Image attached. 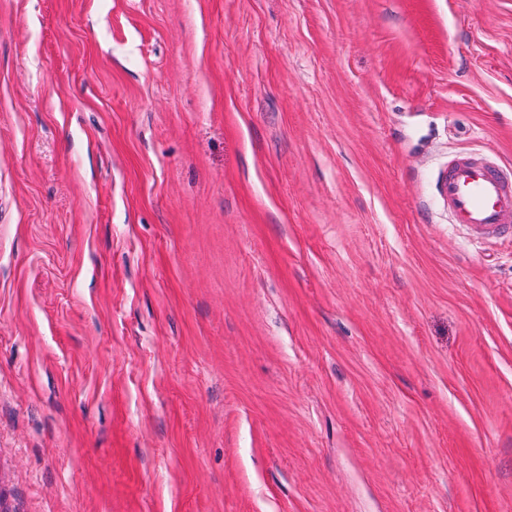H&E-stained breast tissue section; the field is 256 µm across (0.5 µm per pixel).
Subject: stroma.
<instances>
[{
  "label": "stroma",
  "mask_w": 512,
  "mask_h": 512,
  "mask_svg": "<svg viewBox=\"0 0 512 512\" xmlns=\"http://www.w3.org/2000/svg\"><path fill=\"white\" fill-rule=\"evenodd\" d=\"M512 0H0V512H512ZM436 187L453 224L512 235V182L500 170L478 158L460 156L449 163Z\"/></svg>",
  "instance_id": "stroma-1"
}]
</instances>
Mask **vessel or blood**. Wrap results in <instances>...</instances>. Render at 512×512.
<instances>
[{
	"mask_svg": "<svg viewBox=\"0 0 512 512\" xmlns=\"http://www.w3.org/2000/svg\"><path fill=\"white\" fill-rule=\"evenodd\" d=\"M437 192L455 224L512 235V181L482 160L460 156L437 181Z\"/></svg>",
	"mask_w": 512,
	"mask_h": 512,
	"instance_id": "1",
	"label": "vessel or blood"
}]
</instances>
